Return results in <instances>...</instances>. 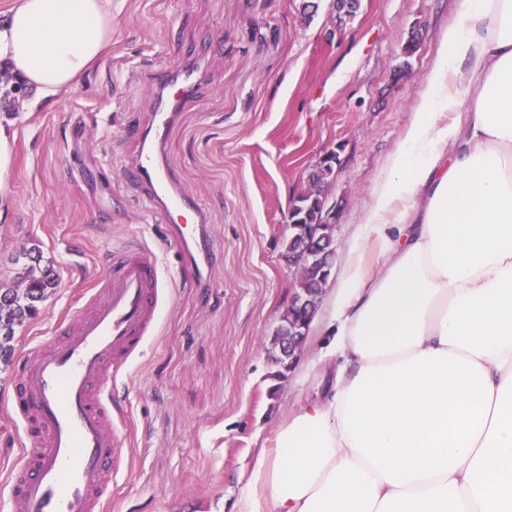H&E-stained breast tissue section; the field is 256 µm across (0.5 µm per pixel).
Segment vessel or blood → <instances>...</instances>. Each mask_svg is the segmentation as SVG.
Here are the masks:
<instances>
[{"label":"vessel or blood","mask_w":512,"mask_h":512,"mask_svg":"<svg viewBox=\"0 0 512 512\" xmlns=\"http://www.w3.org/2000/svg\"><path fill=\"white\" fill-rule=\"evenodd\" d=\"M210 58L203 47L178 67L144 70L153 96L146 122L130 133L135 158L124 170L145 192L153 222L169 225L183 259L197 265L212 261L208 215L182 191L163 149L178 114L198 101ZM103 285L105 303L74 314L56 339L22 361L10 397L23 425L21 458L7 483L10 512H101L124 460L109 388L113 372L156 330L157 260L137 248L121 250Z\"/></svg>","instance_id":"obj_1"}]
</instances>
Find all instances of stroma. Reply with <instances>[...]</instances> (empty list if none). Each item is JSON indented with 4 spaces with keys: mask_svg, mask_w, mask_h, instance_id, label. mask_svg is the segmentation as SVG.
<instances>
[{
    "mask_svg": "<svg viewBox=\"0 0 512 512\" xmlns=\"http://www.w3.org/2000/svg\"><path fill=\"white\" fill-rule=\"evenodd\" d=\"M122 0L112 50L70 91L28 107L15 83L0 123L16 136L0 190V281L38 245L58 273L37 318L16 332V360L0 366V478L18 457L22 425L7 408L17 360L54 337L56 321L102 303L112 253L140 248L161 268L158 327L112 380V419L128 464L107 512H234L243 475L287 408L323 396L322 300L297 363L275 378L272 339L291 303L296 268L283 258L289 206L327 152L340 163L328 198L340 207L337 260L385 173L438 58L459 0H361L336 28L333 0ZM420 41L412 56L403 48ZM222 48L196 106L180 113L165 154L180 186L209 217L208 270L178 266L166 228L150 223L143 190L125 180L151 89L136 73L174 67L195 45ZM407 75L394 78L400 64Z\"/></svg>",
    "mask_w": 512,
    "mask_h": 512,
    "instance_id": "obj_1",
    "label": "stroma"
}]
</instances>
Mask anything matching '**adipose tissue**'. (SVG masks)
<instances>
[{
    "mask_svg": "<svg viewBox=\"0 0 512 512\" xmlns=\"http://www.w3.org/2000/svg\"><path fill=\"white\" fill-rule=\"evenodd\" d=\"M111 48L112 0H14L0 20V62L41 99ZM426 85L332 294L343 362L236 512H512V0H460Z\"/></svg>",
    "mask_w": 512,
    "mask_h": 512,
    "instance_id": "ef3b65f1",
    "label": "adipose tissue"
}]
</instances>
